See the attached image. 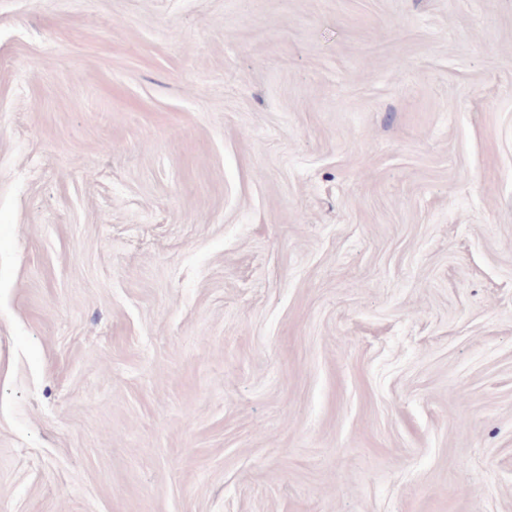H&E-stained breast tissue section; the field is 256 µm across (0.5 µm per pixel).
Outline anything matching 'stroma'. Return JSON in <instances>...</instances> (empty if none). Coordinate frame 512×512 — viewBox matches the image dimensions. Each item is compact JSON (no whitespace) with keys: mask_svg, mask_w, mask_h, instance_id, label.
Listing matches in <instances>:
<instances>
[{"mask_svg":"<svg viewBox=\"0 0 512 512\" xmlns=\"http://www.w3.org/2000/svg\"><path fill=\"white\" fill-rule=\"evenodd\" d=\"M0 512H512V0H0Z\"/></svg>","mask_w":512,"mask_h":512,"instance_id":"stroma-1","label":"stroma"}]
</instances>
